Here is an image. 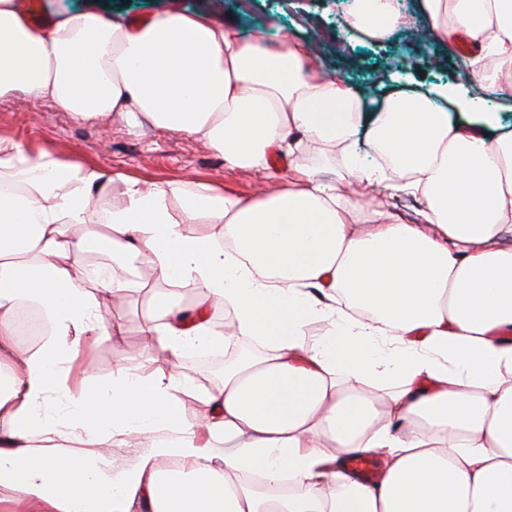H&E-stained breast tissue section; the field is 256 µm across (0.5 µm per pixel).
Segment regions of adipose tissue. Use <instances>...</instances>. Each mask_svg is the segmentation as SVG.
<instances>
[{
  "label": "adipose tissue",
  "mask_w": 512,
  "mask_h": 512,
  "mask_svg": "<svg viewBox=\"0 0 512 512\" xmlns=\"http://www.w3.org/2000/svg\"><path fill=\"white\" fill-rule=\"evenodd\" d=\"M475 87L389 93L369 130L368 186L422 194L417 224L349 206L336 180L296 164L291 186L249 199L206 185L126 179L127 201L91 227L97 169L0 141V505L27 512H512V133L488 96H512V0H424ZM399 0H351L349 24L382 40ZM53 101L79 120L196 136L231 167L265 171L271 150L357 153L365 102L309 45L271 44L178 10L112 21L78 9L37 30L0 0V98ZM180 194L184 221L169 211ZM205 216L214 232L185 221ZM134 253L164 286L141 328L170 362L195 348L258 344L203 387L144 365L111 386L72 385L75 361L120 336L86 255ZM198 291L184 305L179 285ZM49 324L18 351L21 307ZM231 309L230 330L208 308ZM320 321L322 335L308 324ZM208 409L187 418L191 402ZM167 430L131 469L94 448ZM224 455H216V448ZM380 464L376 481L348 466Z\"/></svg>",
  "instance_id": "adipose-tissue-1"
}]
</instances>
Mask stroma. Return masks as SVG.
Returning <instances> with one entry per match:
<instances>
[{
	"instance_id": "1",
	"label": "stroma",
	"mask_w": 512,
	"mask_h": 512,
	"mask_svg": "<svg viewBox=\"0 0 512 512\" xmlns=\"http://www.w3.org/2000/svg\"><path fill=\"white\" fill-rule=\"evenodd\" d=\"M48 17L81 7L97 10L106 18L121 21L166 10L201 11L216 26L234 23L243 35L264 31L267 39L284 38L311 44L312 52L330 73L360 91L369 108H377L390 89L400 86L424 89L463 84L465 78L429 31L425 14L417 13L416 0H404L416 13L415 28L401 26L387 40L373 41L358 35L345 20V0H40ZM0 140L20 144L31 152L47 151L67 161L95 167L109 180L103 194L112 208L125 201L124 177L147 182H172L191 187L210 185L243 197H263L270 190L287 187L289 161H282L281 180L273 181L253 169H231L217 151L195 137L162 130L143 123L134 127L120 116L81 121L61 111L52 101L35 100L17 93L0 98ZM322 178L344 180L347 199L361 210L381 211L402 224H415L425 207L419 194L393 192L380 186L369 190L346 178L340 165L322 171ZM107 314L119 321V340L105 341L89 352L90 385L107 387L118 372L120 357L145 361L153 358L163 366L160 353L143 351L141 325L150 307V294L142 289L115 299L102 296ZM156 434L134 440L103 444L113 471L135 466L149 454Z\"/></svg>"
}]
</instances>
